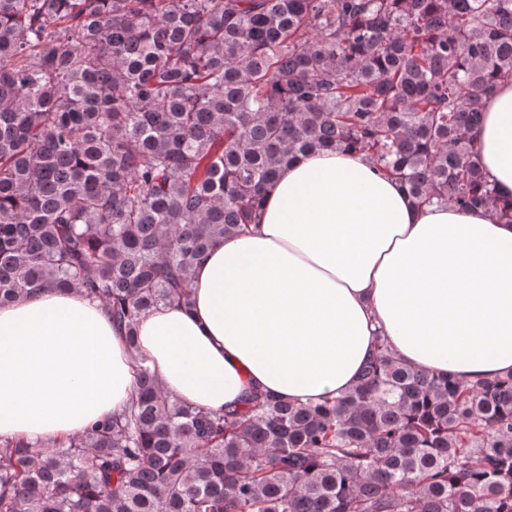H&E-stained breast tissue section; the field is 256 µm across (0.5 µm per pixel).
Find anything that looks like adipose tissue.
Segmentation results:
<instances>
[{
	"instance_id": "1",
	"label": "adipose tissue",
	"mask_w": 512,
	"mask_h": 512,
	"mask_svg": "<svg viewBox=\"0 0 512 512\" xmlns=\"http://www.w3.org/2000/svg\"><path fill=\"white\" fill-rule=\"evenodd\" d=\"M470 140L512 197V79ZM385 337L406 364L466 383L512 372V224L489 209L416 205L362 155L283 167L255 227L216 241L188 306L143 317L136 346L99 303L47 290L0 306V437L62 447L126 407L148 363L206 410L259 389L321 401L351 387Z\"/></svg>"
}]
</instances>
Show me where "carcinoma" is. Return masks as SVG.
Returning <instances> with one entry per match:
<instances>
[{"label": "carcinoma", "mask_w": 512, "mask_h": 512, "mask_svg": "<svg viewBox=\"0 0 512 512\" xmlns=\"http://www.w3.org/2000/svg\"><path fill=\"white\" fill-rule=\"evenodd\" d=\"M504 78L512 0H0V305L78 288L132 346L321 150L512 221L468 137ZM0 512H512V373L380 344L334 399L208 411L142 366L67 447L0 437Z\"/></svg>", "instance_id": "cac0c4a2"}]
</instances>
